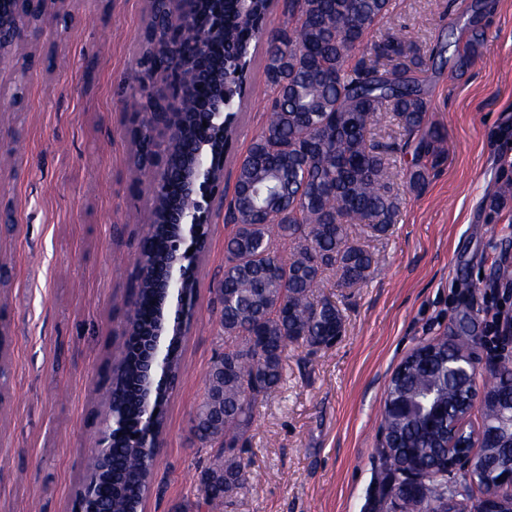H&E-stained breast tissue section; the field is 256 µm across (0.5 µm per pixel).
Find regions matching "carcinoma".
<instances>
[{
    "label": "carcinoma",
    "instance_id": "carcinoma-1",
    "mask_svg": "<svg viewBox=\"0 0 512 512\" xmlns=\"http://www.w3.org/2000/svg\"><path fill=\"white\" fill-rule=\"evenodd\" d=\"M274 0H250L243 13L238 0H224V29L210 57L224 53V113L241 102L258 43L266 46L264 76L272 98L267 121L240 161L225 218L233 232L225 241L226 263L219 288L220 323L232 346L207 374L210 399L199 404L192 432L202 445L218 448L213 463L200 475L201 503L222 506L228 493L245 480L239 452L259 400L276 392L282 381V355L290 342L312 348L334 342L343 318L336 304L316 295L324 274L334 270L338 284L351 288L367 279L373 254L351 240L354 229L380 237L399 214V198L387 176L386 151L367 140L368 128L382 112H392L412 136V165L407 183L422 188L443 159L441 132L428 126L427 91L418 76L425 65L420 48L406 37L387 33L368 38L390 11L392 0H285L288 26L270 30L266 20ZM486 0H475L470 35L457 47L459 66L467 65L480 45ZM212 7L198 3L186 36L209 24ZM163 44L149 30L140 55L142 72L155 70ZM146 88L130 86L134 107L133 137L138 144L133 165L147 175L161 169L153 185L152 224L141 246L135 283L127 306V338L112 376V410L123 414L120 436L112 440V486L105 499L112 512H136L151 475L150 462L132 435L165 425L166 400H154L147 419L132 398L139 380L137 343L165 316L157 301L153 274L168 261L179 235L169 223L185 197L181 175L186 153L201 139L199 98L181 101L177 115L180 145L161 147L155 140L154 107ZM234 132L212 131L207 151L218 161ZM512 199V177L503 176L491 201L498 211ZM195 260L185 258V322L196 311ZM170 368L181 371L182 329L168 327ZM467 358L463 347L439 338L423 346L414 364L394 373L380 413L387 432L383 449L389 466L402 474L390 488L406 512H422L443 503L448 481L442 464L448 453V424L430 425L438 405L450 415L462 413L459 399L470 384L448 374V359ZM499 406L482 408V417L498 419L512 411V361H503L483 378Z\"/></svg>",
    "mask_w": 512,
    "mask_h": 512
}]
</instances>
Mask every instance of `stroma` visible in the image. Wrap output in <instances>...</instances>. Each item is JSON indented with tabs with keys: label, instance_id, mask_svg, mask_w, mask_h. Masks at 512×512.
<instances>
[{
	"label": "stroma",
	"instance_id": "1",
	"mask_svg": "<svg viewBox=\"0 0 512 512\" xmlns=\"http://www.w3.org/2000/svg\"><path fill=\"white\" fill-rule=\"evenodd\" d=\"M471 0H392L374 36L395 32L425 54L428 118L444 127L445 160L422 191L405 179L408 134L392 113L368 133L386 145L399 215L384 236L354 233L373 253L368 278L323 293L344 329L331 346L290 343L279 389L260 402L241 454L246 481L224 512H390L383 490L380 407L396 367L433 338L469 344L478 368L512 361V341L489 344L496 311L512 316V201L488 200L512 144V0H493L483 45L465 72L436 46L464 38ZM146 0H60L23 46L0 59V512H72L83 458L100 427L111 355L150 222L152 187L136 182L132 112L123 96L139 71L149 24ZM264 52L224 163L232 195L236 166L261 133L272 93ZM213 202L199 266L194 321L184 339L180 383L167 404L145 512L195 502L213 448L194 441L191 419L205 375L229 341L220 324L219 283L231 225ZM504 293V306L485 290ZM477 344H470V337Z\"/></svg>",
	"mask_w": 512,
	"mask_h": 512
}]
</instances>
